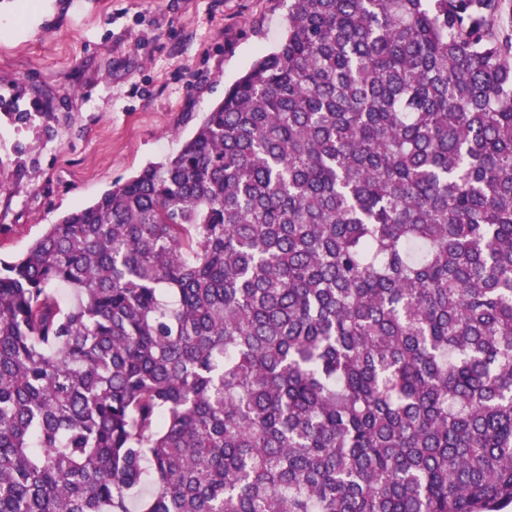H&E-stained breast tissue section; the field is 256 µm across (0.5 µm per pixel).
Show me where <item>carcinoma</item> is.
Returning <instances> with one entry per match:
<instances>
[{
    "label": "carcinoma",
    "mask_w": 512,
    "mask_h": 512,
    "mask_svg": "<svg viewBox=\"0 0 512 512\" xmlns=\"http://www.w3.org/2000/svg\"><path fill=\"white\" fill-rule=\"evenodd\" d=\"M287 8L176 155L0 258V512L512 504V0Z\"/></svg>",
    "instance_id": "obj_1"
}]
</instances>
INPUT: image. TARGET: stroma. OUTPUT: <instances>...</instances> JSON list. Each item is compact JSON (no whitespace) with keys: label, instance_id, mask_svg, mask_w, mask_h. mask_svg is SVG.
<instances>
[{"label":"stroma","instance_id":"1","mask_svg":"<svg viewBox=\"0 0 512 512\" xmlns=\"http://www.w3.org/2000/svg\"><path fill=\"white\" fill-rule=\"evenodd\" d=\"M0 0V96L49 102V126L0 116V255L23 254L47 225L113 182L174 155L202 112L286 24L284 0H43L22 18Z\"/></svg>","mask_w":512,"mask_h":512}]
</instances>
